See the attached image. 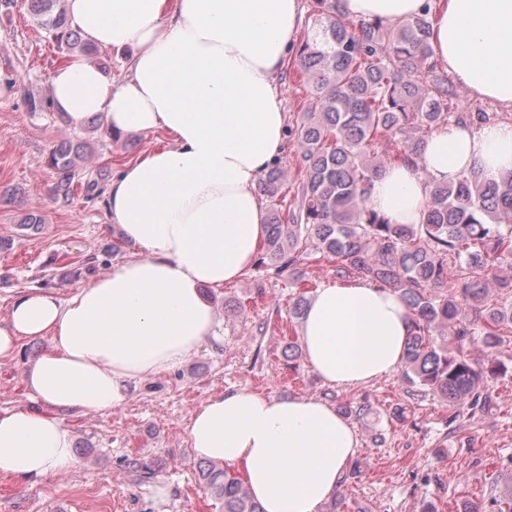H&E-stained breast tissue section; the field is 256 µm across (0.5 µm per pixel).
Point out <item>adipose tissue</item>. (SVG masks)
Here are the masks:
<instances>
[{"label": "adipose tissue", "mask_w": 512, "mask_h": 512, "mask_svg": "<svg viewBox=\"0 0 512 512\" xmlns=\"http://www.w3.org/2000/svg\"><path fill=\"white\" fill-rule=\"evenodd\" d=\"M428 2L340 0V9L394 27ZM67 14L89 44L130 52L129 73L117 81L69 57L50 78L55 109L77 127L98 115L114 135L161 130L167 141L104 192L132 259L65 299L22 293L0 322V359L22 339H50L25 373L38 408L0 411V476L22 482L76 466L58 411L119 407L215 336L202 289L239 280L266 234L257 184L284 147L279 78L301 23L300 0H67ZM432 23L433 61L471 97L512 112V0H444ZM422 158L419 168L387 164L373 180L369 203L391 223H420L431 187L460 173L495 180L512 170V122L440 129ZM410 332L398 295L351 280L316 290L301 341L324 382L352 386L398 371ZM186 434L198 457L240 468L264 512H319L358 448L327 402L246 389L206 398Z\"/></svg>", "instance_id": "adipose-tissue-1"}]
</instances>
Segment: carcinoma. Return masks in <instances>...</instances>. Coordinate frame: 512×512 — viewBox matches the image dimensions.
<instances>
[{
	"instance_id": "obj_1",
	"label": "carcinoma",
	"mask_w": 512,
	"mask_h": 512,
	"mask_svg": "<svg viewBox=\"0 0 512 512\" xmlns=\"http://www.w3.org/2000/svg\"><path fill=\"white\" fill-rule=\"evenodd\" d=\"M39 27L60 46L92 48L72 28L60 0H28ZM317 27L296 52L310 87V107L296 125L301 195L297 209L278 203L288 180L279 165L264 173L270 202L258 265L293 271L309 248L333 258L340 279H362L396 293L412 329L403 376L453 411L475 417L497 402L490 382L506 375L500 348L512 340V171L489 181L476 171L430 189L420 224H393L368 204L373 178L391 159L422 162L435 130L494 120L458 111L448 72L430 61V13L394 28L349 18L339 0H312ZM86 144L63 142L44 160L52 199L68 203ZM104 193V174L84 182L90 200ZM482 348L481 357L471 349ZM204 488L224 512H262L243 479L206 463Z\"/></svg>"
}]
</instances>
